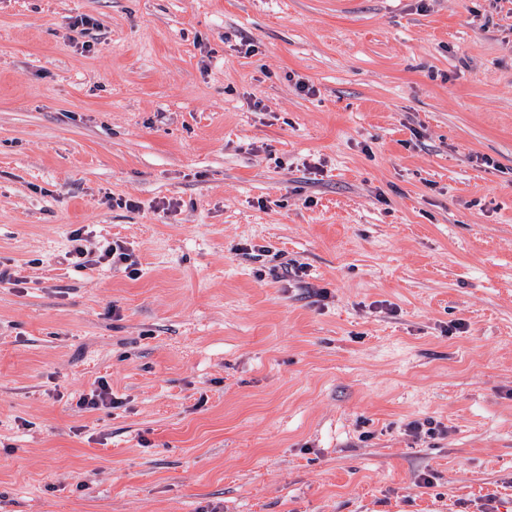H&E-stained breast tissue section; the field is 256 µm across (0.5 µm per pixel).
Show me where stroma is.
Masks as SVG:
<instances>
[{"label":"stroma","instance_id":"stroma-1","mask_svg":"<svg viewBox=\"0 0 512 512\" xmlns=\"http://www.w3.org/2000/svg\"><path fill=\"white\" fill-rule=\"evenodd\" d=\"M0 270V512H512V0H0ZM107 262L112 268H123L129 278H136L139 275L137 261L133 253L122 243L113 241L101 250L97 263ZM116 401L112 399V392L107 382L99 381L90 393L82 394L77 405L83 409H100L101 407H113Z\"/></svg>","mask_w":512,"mask_h":512}]
</instances>
